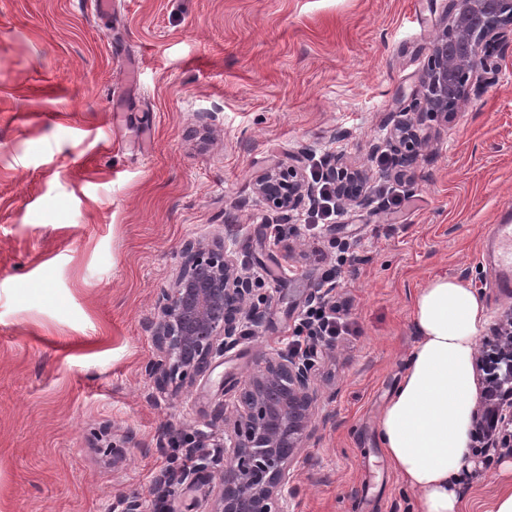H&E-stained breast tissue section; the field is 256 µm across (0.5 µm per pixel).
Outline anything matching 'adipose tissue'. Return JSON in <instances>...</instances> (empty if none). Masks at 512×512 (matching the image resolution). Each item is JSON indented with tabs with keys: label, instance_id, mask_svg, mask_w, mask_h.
Segmentation results:
<instances>
[{
	"label": "adipose tissue",
	"instance_id": "1",
	"mask_svg": "<svg viewBox=\"0 0 512 512\" xmlns=\"http://www.w3.org/2000/svg\"><path fill=\"white\" fill-rule=\"evenodd\" d=\"M412 323L419 341L382 410L380 444L417 493V512H461L485 305L464 280L435 276L415 294Z\"/></svg>",
	"mask_w": 512,
	"mask_h": 512
}]
</instances>
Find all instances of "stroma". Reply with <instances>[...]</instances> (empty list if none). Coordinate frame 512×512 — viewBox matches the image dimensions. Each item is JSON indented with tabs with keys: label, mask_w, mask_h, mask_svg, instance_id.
Returning a JSON list of instances; mask_svg holds the SVG:
<instances>
[{
	"label": "stroma",
	"mask_w": 512,
	"mask_h": 512,
	"mask_svg": "<svg viewBox=\"0 0 512 512\" xmlns=\"http://www.w3.org/2000/svg\"><path fill=\"white\" fill-rule=\"evenodd\" d=\"M446 0H0V512H108L154 500L181 439L221 433L223 406L290 335L313 285L347 332L318 360L316 429L300 452L297 512H412L378 421L419 337L413 294L469 282L494 324L487 225L512 208V49L410 171L380 179L371 144L409 105ZM304 153L345 154L373 203L316 226L277 212L254 175ZM235 240L267 302L254 335L206 376L159 389L156 300L187 243ZM124 457L113 461V447ZM512 456L460 486L488 512Z\"/></svg>",
	"instance_id": "obj_1"
}]
</instances>
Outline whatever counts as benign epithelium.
<instances>
[{
  "label": "benign epithelium",
  "mask_w": 512,
  "mask_h": 512,
  "mask_svg": "<svg viewBox=\"0 0 512 512\" xmlns=\"http://www.w3.org/2000/svg\"><path fill=\"white\" fill-rule=\"evenodd\" d=\"M446 14L432 44L431 64L413 91L409 109L392 112L382 139L371 154L389 158L380 176L401 181L431 141L427 122L446 121L469 95L471 83L498 72L496 45L512 44V0H448ZM300 152L274 164L252 180L253 192L284 223L316 201ZM326 177L336 184L337 203L366 208L373 203L369 174L348 164L341 153L326 159ZM266 297L256 293L239 270L234 249L222 239L207 247L193 243L183 250L182 269L172 287L160 291L159 319L153 336L159 359L145 371L160 388L205 375L212 364L239 343L246 324H260ZM481 382L472 416L478 442L473 457L506 451L512 455V310L498 320L475 357ZM317 362L288 350H276L244 380L224 417L222 438L212 459L194 457L192 469L178 478L193 485L220 459L210 512H294V464L303 442L316 428ZM112 512H147L136 496H122Z\"/></svg>",
  "instance_id": "obj_1"
}]
</instances>
